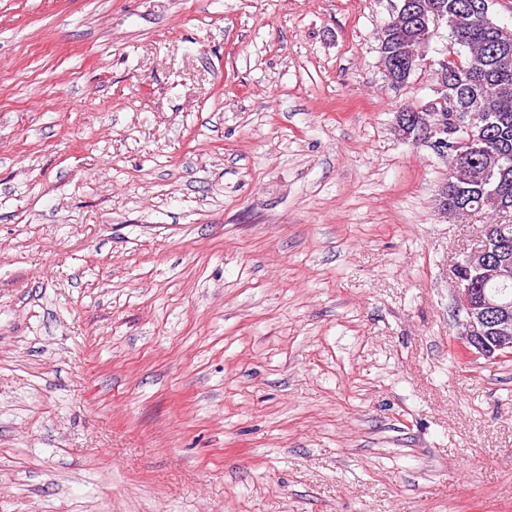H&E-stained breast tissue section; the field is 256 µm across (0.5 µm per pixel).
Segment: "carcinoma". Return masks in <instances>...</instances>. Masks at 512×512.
I'll use <instances>...</instances> for the list:
<instances>
[{
	"label": "carcinoma",
	"mask_w": 512,
	"mask_h": 512,
	"mask_svg": "<svg viewBox=\"0 0 512 512\" xmlns=\"http://www.w3.org/2000/svg\"><path fill=\"white\" fill-rule=\"evenodd\" d=\"M428 1L445 14L451 38L462 49L458 58L448 61V87L432 106L442 125L450 129L461 112L474 116L476 126L486 127V152L474 157L466 148L447 149L455 179L461 189L448 198V213L457 218L494 210V202L512 208V30L495 24L485 14L466 12L471 0ZM404 9L381 29V35L396 34L380 48V54H393L394 63L387 79L406 80L416 70L413 58L417 44L412 42L408 21L400 18Z\"/></svg>",
	"instance_id": "carcinoma-1"
}]
</instances>
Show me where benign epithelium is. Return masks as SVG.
<instances>
[{"mask_svg":"<svg viewBox=\"0 0 512 512\" xmlns=\"http://www.w3.org/2000/svg\"><path fill=\"white\" fill-rule=\"evenodd\" d=\"M438 14L428 15L419 12L413 15V34L421 44L429 42L433 31L440 24ZM430 113H397L396 123L399 131L407 138L427 139L436 146H444V126L429 119ZM512 211L508 208L498 212V223L483 224L478 235L481 246L465 253L468 270H462V264L456 263L455 283L460 301L463 319L458 345L469 357L483 358L496 362L512 358V300L492 292L482 284L497 281L508 284L512 281V264L490 265L486 255L490 241L502 230L503 220L509 218Z\"/></svg>","mask_w":512,"mask_h":512,"instance_id":"obj_1","label":"benign epithelium"}]
</instances>
